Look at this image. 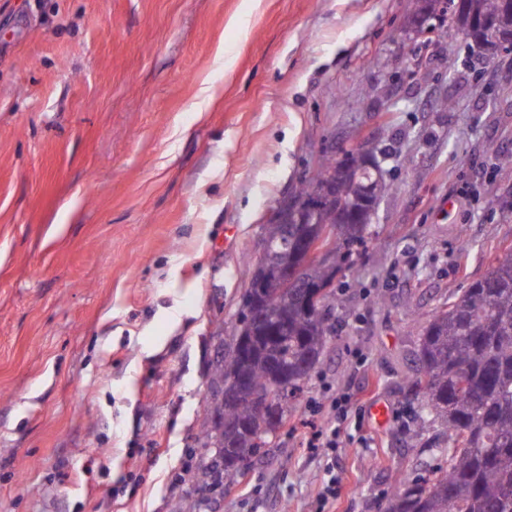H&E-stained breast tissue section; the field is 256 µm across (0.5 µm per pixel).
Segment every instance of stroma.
<instances>
[{"mask_svg":"<svg viewBox=\"0 0 512 512\" xmlns=\"http://www.w3.org/2000/svg\"><path fill=\"white\" fill-rule=\"evenodd\" d=\"M408 4L0 0V512H169L262 224L360 143L393 190L331 342L243 481L189 504L383 512L396 469L445 465L408 447L404 383L426 319L512 249V53L448 54L449 17L421 45ZM342 394L336 448H307L310 401Z\"/></svg>","mask_w":512,"mask_h":512,"instance_id":"1","label":"stroma"}]
</instances>
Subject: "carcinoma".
I'll list each match as a JSON object with an SVG mask.
<instances>
[{
  "instance_id": "cac0c4a2",
  "label": "carcinoma",
  "mask_w": 512,
  "mask_h": 512,
  "mask_svg": "<svg viewBox=\"0 0 512 512\" xmlns=\"http://www.w3.org/2000/svg\"><path fill=\"white\" fill-rule=\"evenodd\" d=\"M441 3L460 25L473 12L492 30H512V0H411L415 19L435 17ZM327 183L334 187L330 198L320 194ZM391 191L384 170L352 150L341 161L323 160L288 195L310 209L308 214L290 211L288 224L263 225V294H258V282L251 281L231 343L210 369L208 425L199 442L211 456L198 468L196 484L222 497L224 486L239 481L243 469L224 462L219 449L244 462L258 455L267 444L270 423L285 425L288 399L300 391L332 336L328 309L339 304L337 294L312 305L304 296L316 295L333 278L324 276L315 258L300 278L313 283L312 288L276 282L279 269L298 258L301 243L315 227L331 228L336 273L351 268L356 251L369 240L371 211ZM260 299L278 321L275 336L267 321L251 316ZM417 360L407 386L421 397L422 410L409 447L446 445L448 468L427 477L399 474L384 512H512V250L497 258L461 297L426 320ZM241 383L251 384L262 397L271 396L269 404L262 410L246 399L221 404L224 391ZM431 429V440L423 442Z\"/></svg>"
}]
</instances>
